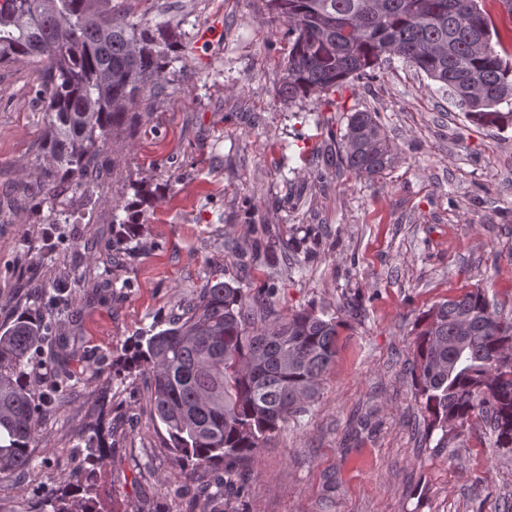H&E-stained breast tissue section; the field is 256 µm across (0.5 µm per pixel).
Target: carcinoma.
<instances>
[{
	"mask_svg": "<svg viewBox=\"0 0 512 512\" xmlns=\"http://www.w3.org/2000/svg\"><path fill=\"white\" fill-rule=\"evenodd\" d=\"M286 27L288 54L276 95L289 107L328 103L398 57L448 91L476 126L512 127V54L484 0H263ZM175 28L135 20L112 0H0V65L30 64L35 95L51 114L39 144L41 202L60 193L91 196L102 158L122 131L131 136L139 109L154 104L167 78ZM454 51L448 52V45ZM339 160L378 182L400 162L378 113L347 116ZM72 281L54 274L52 304L13 309L0 323V477L31 467L41 415L57 408L71 382L64 363L36 397L27 369L57 342L55 309ZM342 322L315 310L278 312L268 298L214 274L168 327L139 336L115 372L149 383L152 413L169 448L190 464L187 477L221 462L254 458L288 420L308 411L336 358ZM427 429L443 435L471 418L489 424L494 447L512 456V317L491 308L483 288L426 311L412 365ZM52 512H99L90 499L52 498Z\"/></svg>",
	"mask_w": 512,
	"mask_h": 512,
	"instance_id": "cac0c4a2",
	"label": "carcinoma"
}]
</instances>
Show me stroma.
<instances>
[{
  "label": "stroma",
  "instance_id": "1",
  "mask_svg": "<svg viewBox=\"0 0 512 512\" xmlns=\"http://www.w3.org/2000/svg\"><path fill=\"white\" fill-rule=\"evenodd\" d=\"M178 33L177 75L69 222L0 203V302L34 304L57 269L90 274L57 316L58 346L84 378L41 420L34 467L0 480V512H50L53 493L99 512H199L197 483L167 443L139 374H114L135 338L179 314L212 272L269 294L281 313L345 321L318 398L250 462L234 465L224 512H512V458L473 420L422 437L411 367L419 319L476 287L512 317V128L472 124L439 84L401 60L300 114L276 98L288 48L262 0H128ZM31 68L0 66V184L27 181L49 116ZM369 109L403 154L384 181L354 177L330 131ZM150 196L135 233L112 208ZM275 231L278 243L266 241ZM128 237L118 264L112 243ZM296 238L298 253L280 240ZM359 316L346 310L349 297ZM102 431L107 454L87 447Z\"/></svg>",
  "mask_w": 512,
  "mask_h": 512
}]
</instances>
